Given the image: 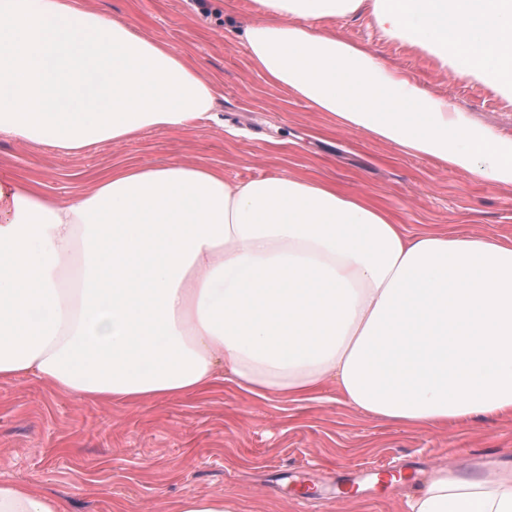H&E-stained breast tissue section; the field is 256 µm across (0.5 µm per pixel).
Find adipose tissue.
Returning <instances> with one entry per match:
<instances>
[{
	"label": "adipose tissue",
	"mask_w": 512,
	"mask_h": 512,
	"mask_svg": "<svg viewBox=\"0 0 512 512\" xmlns=\"http://www.w3.org/2000/svg\"><path fill=\"white\" fill-rule=\"evenodd\" d=\"M370 2L389 40L512 91V0H253L243 33L269 82L347 129L512 185V139L461 122L325 29ZM214 84L168 44L81 0H0V135L72 153L208 119ZM137 407L233 381L417 428L512 414V247L407 234L319 180L230 182L126 164L63 201L0 181V382ZM407 512H512V463L447 467ZM0 512H67L0 480Z\"/></svg>",
	"instance_id": "ef3b65f1"
}]
</instances>
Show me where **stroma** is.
Segmentation results:
<instances>
[{
    "label": "stroma",
    "instance_id": "stroma-1",
    "mask_svg": "<svg viewBox=\"0 0 512 512\" xmlns=\"http://www.w3.org/2000/svg\"><path fill=\"white\" fill-rule=\"evenodd\" d=\"M83 2L180 52L217 87L211 117L69 154L0 135V179L23 174L67 200L91 191L106 168L176 159L222 169L231 181L325 180L365 197L409 234L446 229L512 247L511 185L346 130L261 76L243 43L256 18L252 0ZM329 28L448 98L464 121L512 138V97L385 39L367 2ZM493 457L512 460V415L419 429L357 411L330 387L291 402L249 395L228 380L128 409L82 403L31 379L0 383V479L37 484L68 512H175L180 500L217 494L236 512H404L406 493L433 467L471 470Z\"/></svg>",
    "mask_w": 512,
    "mask_h": 512
}]
</instances>
